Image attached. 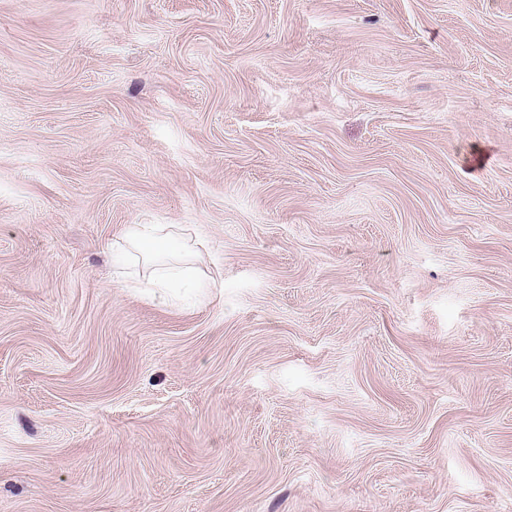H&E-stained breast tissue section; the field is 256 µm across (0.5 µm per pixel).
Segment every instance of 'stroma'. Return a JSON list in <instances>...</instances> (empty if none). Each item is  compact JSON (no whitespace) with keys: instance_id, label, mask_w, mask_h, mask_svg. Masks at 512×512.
Masks as SVG:
<instances>
[{"instance_id":"35a3bbf8","label":"stroma","mask_w":512,"mask_h":512,"mask_svg":"<svg viewBox=\"0 0 512 512\" xmlns=\"http://www.w3.org/2000/svg\"><path fill=\"white\" fill-rule=\"evenodd\" d=\"M0 512H512V0H0ZM165 226L163 224H131L127 228L126 242L130 250L139 257L140 261L146 268H158L159 265L167 267L158 272L153 270L147 280L146 288H153L152 294L163 292L164 288H169L171 284L182 283L188 284V277L191 276L189 265H184L183 261H171L172 258L167 249V234H165ZM183 264V265H180Z\"/></svg>"}]
</instances>
